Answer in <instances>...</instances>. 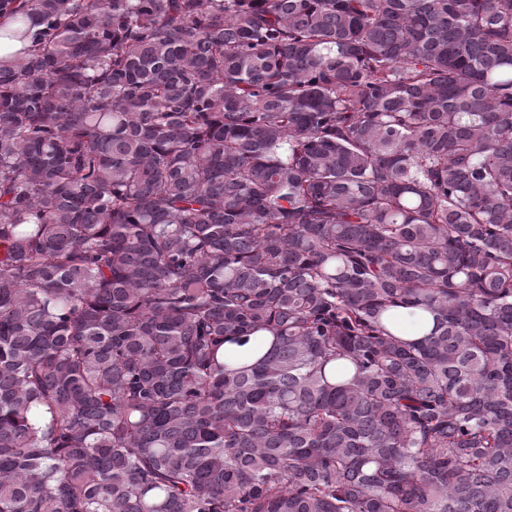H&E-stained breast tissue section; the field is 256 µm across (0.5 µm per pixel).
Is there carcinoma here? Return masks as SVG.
<instances>
[{"mask_svg":"<svg viewBox=\"0 0 512 512\" xmlns=\"http://www.w3.org/2000/svg\"><path fill=\"white\" fill-rule=\"evenodd\" d=\"M0 20V512H512V0Z\"/></svg>","mask_w":512,"mask_h":512,"instance_id":"carcinoma-1","label":"carcinoma"}]
</instances>
